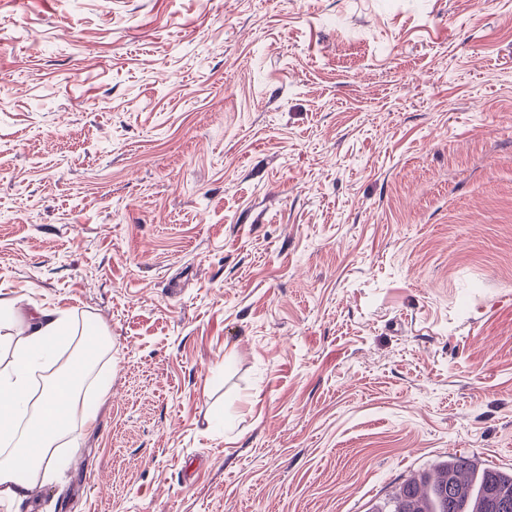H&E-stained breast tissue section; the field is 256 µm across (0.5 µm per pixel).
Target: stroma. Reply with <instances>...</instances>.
Returning a JSON list of instances; mask_svg holds the SVG:
<instances>
[{"instance_id": "1", "label": "stroma", "mask_w": 512, "mask_h": 512, "mask_svg": "<svg viewBox=\"0 0 512 512\" xmlns=\"http://www.w3.org/2000/svg\"><path fill=\"white\" fill-rule=\"evenodd\" d=\"M0 293L112 338L39 512L512 469V0H0Z\"/></svg>"}]
</instances>
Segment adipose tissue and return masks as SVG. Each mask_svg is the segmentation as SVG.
Instances as JSON below:
<instances>
[{"label":"adipose tissue","mask_w":512,"mask_h":512,"mask_svg":"<svg viewBox=\"0 0 512 512\" xmlns=\"http://www.w3.org/2000/svg\"><path fill=\"white\" fill-rule=\"evenodd\" d=\"M20 321L22 327L9 362L0 365V507L5 512H30L32 490L49 473L51 448L80 419L93 427L96 416L85 405L81 387L62 377L53 378L38 403L29 397L32 376L46 365L56 339L69 335L67 315L57 310L22 312L15 297L0 296V321Z\"/></svg>","instance_id":"ef3b65f1"}]
</instances>
